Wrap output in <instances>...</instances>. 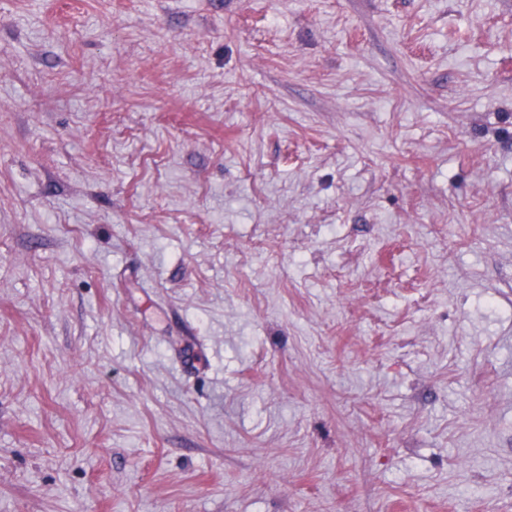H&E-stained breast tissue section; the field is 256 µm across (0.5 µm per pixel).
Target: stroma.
<instances>
[{
	"instance_id": "obj_1",
	"label": "stroma",
	"mask_w": 512,
	"mask_h": 512,
	"mask_svg": "<svg viewBox=\"0 0 512 512\" xmlns=\"http://www.w3.org/2000/svg\"><path fill=\"white\" fill-rule=\"evenodd\" d=\"M0 512H512V0H0Z\"/></svg>"
}]
</instances>
